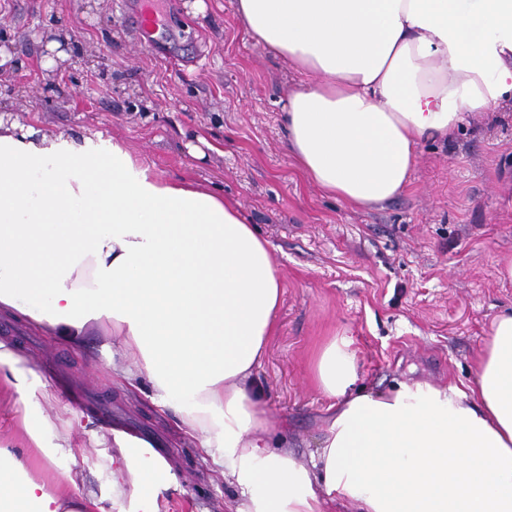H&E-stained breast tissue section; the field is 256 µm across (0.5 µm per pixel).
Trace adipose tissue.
I'll return each mask as SVG.
<instances>
[{
	"label": "adipose tissue",
	"instance_id": "adipose-tissue-1",
	"mask_svg": "<svg viewBox=\"0 0 512 512\" xmlns=\"http://www.w3.org/2000/svg\"><path fill=\"white\" fill-rule=\"evenodd\" d=\"M247 32L302 80L282 121L322 192L356 207L400 195L424 141L512 99V0H236ZM270 243L222 195L163 177L114 139L0 119V311L72 344L111 323L128 384L148 380L241 492L233 512H512V313L496 316L472 384L357 387L352 340L332 337L317 452L273 447L254 374L275 330ZM0 340V376L25 411L50 394ZM0 448V512H97L90 486L53 491L30 467L68 436ZM164 464L119 445L113 495L154 512Z\"/></svg>",
	"mask_w": 512,
	"mask_h": 512
}]
</instances>
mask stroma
<instances>
[{
  "label": "stroma",
  "mask_w": 512,
  "mask_h": 512,
  "mask_svg": "<svg viewBox=\"0 0 512 512\" xmlns=\"http://www.w3.org/2000/svg\"><path fill=\"white\" fill-rule=\"evenodd\" d=\"M61 56L42 67L49 41ZM0 116L23 127L122 142L171 178L237 204L272 246L282 277L276 330L256 371L269 440L308 461L323 437L328 399L312 371L316 349L349 336L358 387L394 381L468 383L492 319L512 310V107L472 117L421 148L397 198L358 209L320 191L286 147L281 115L300 76L247 34L234 0H0ZM0 339L51 397L24 417L0 380V448L70 432L73 455L30 468L93 483L104 512H133L113 497L115 437L66 394L71 383L162 438L168 469L157 512H229L238 488L218 476L178 414L150 383L135 392L112 373L109 327L72 345L0 315Z\"/></svg>",
  "instance_id": "1"
}]
</instances>
